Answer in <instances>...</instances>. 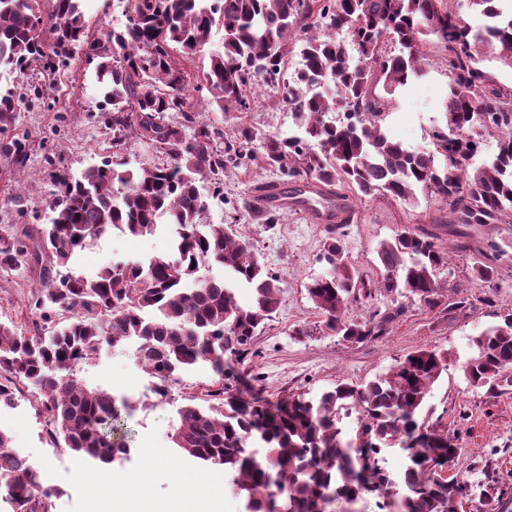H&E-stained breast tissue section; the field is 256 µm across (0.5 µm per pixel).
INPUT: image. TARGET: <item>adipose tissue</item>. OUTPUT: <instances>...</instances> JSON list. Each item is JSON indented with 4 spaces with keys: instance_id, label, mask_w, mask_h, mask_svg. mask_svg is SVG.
I'll use <instances>...</instances> for the list:
<instances>
[{
    "instance_id": "1",
    "label": "adipose tissue",
    "mask_w": 512,
    "mask_h": 512,
    "mask_svg": "<svg viewBox=\"0 0 512 512\" xmlns=\"http://www.w3.org/2000/svg\"><path fill=\"white\" fill-rule=\"evenodd\" d=\"M223 498L220 483L202 484L187 478L168 502L157 503L140 493L122 497L96 494L90 499L87 512H221Z\"/></svg>"
}]
</instances>
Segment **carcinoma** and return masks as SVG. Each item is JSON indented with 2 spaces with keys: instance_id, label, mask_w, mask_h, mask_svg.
<instances>
[{
  "instance_id": "carcinoma-1",
  "label": "carcinoma",
  "mask_w": 512,
  "mask_h": 512,
  "mask_svg": "<svg viewBox=\"0 0 512 512\" xmlns=\"http://www.w3.org/2000/svg\"><path fill=\"white\" fill-rule=\"evenodd\" d=\"M81 2L0 0V68L23 75L38 67L48 80L32 86L40 97L75 57L96 62L95 82L112 106L105 124L113 153L127 151L135 138L168 162L129 168L104 160L78 178L58 166L50 223L0 234V268L36 263L42 283L27 324L0 322V405L13 402V386L27 383L51 437L102 465L121 460L129 448L112 394L87 388L77 368L103 345L135 338L162 397L187 367L205 363L217 376L209 404L182 407L170 438L182 455L224 470L242 512H314L319 503L365 496L387 512H455L470 493L466 481L444 475L457 448L447 430L420 418L430 387L448 370V351L418 349L384 376L361 387L339 383L317 402L297 395L272 405L226 394L224 356L246 357L280 305L281 286L249 249L237 215L203 222L202 184L219 194L228 171L254 163L277 170L284 182L312 185L317 203L336 209L324 242L329 271L307 293L325 328L347 342L387 335L408 301L447 312L467 307L443 302L448 251L423 230L405 227L380 245V279L360 275L343 242L358 216L342 200L349 193L410 203L420 191L440 201L450 224L512 223V92L481 66L488 49L512 68V10L496 0H468L485 17L474 29L461 0H121L125 24L95 31ZM215 27L224 32L222 49L210 52ZM390 43L399 51L388 50ZM435 48L448 72L445 125L431 131L430 148L411 150L388 139L382 122L396 92L426 75ZM206 52L209 66L197 84L208 93L204 108L244 112L252 88L281 87L294 132L239 124L227 135L204 118L190 101L186 62ZM293 53L300 68L288 80ZM23 103L13 89L0 91V133ZM331 112L343 119L326 120ZM489 137L498 141L496 160L479 166L474 153ZM160 224L171 228L172 256L118 263L91 276L68 268L77 249L114 229L139 237ZM505 253L495 240L477 250L476 285L493 281ZM203 266L224 275L201 277ZM235 283L251 289V305L238 303ZM378 295L391 305L363 321L344 318L349 304ZM473 346L465 380L494 391L512 370V316L480 332ZM349 407L359 417L345 432L337 415ZM396 445L409 460L397 479L378 457ZM2 488L14 512H52L58 494L39 484L0 430Z\"/></svg>"
}]
</instances>
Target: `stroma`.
Returning a JSON list of instances; mask_svg holds the SVG:
<instances>
[{
  "label": "stroma",
  "mask_w": 512,
  "mask_h": 512,
  "mask_svg": "<svg viewBox=\"0 0 512 512\" xmlns=\"http://www.w3.org/2000/svg\"><path fill=\"white\" fill-rule=\"evenodd\" d=\"M440 58V52H433L428 74L396 94L386 132L408 147L426 148L432 128L445 122L448 76L438 65ZM93 71L84 57H77L58 79L54 108L29 102L17 112L12 127L0 135L8 143L24 141L31 154L23 168L14 167L0 154V229L13 233L49 222L52 178L44 167V153L61 155L75 177L111 158L112 133L104 127L92 98ZM253 98L249 110L241 115L244 123L284 135L294 130L293 116L280 103L278 93L257 91ZM275 178V173L256 166L229 173L223 192L208 199L206 221L223 223L231 207H242L251 184ZM359 211L360 220L349 227L345 245L360 272L376 276L381 243L392 240L404 227H419L436 235L439 244L450 246V272L442 281L452 296L471 297L472 307L448 314L415 302L388 335L358 344L345 342L323 331L321 316L306 290L312 279L327 270L322 258L324 224L294 208L281 211L278 224L271 229L246 222L242 232L252 252L280 277L282 293L279 308L259 330L247 357L234 364L242 388L274 403L297 394L316 399L341 381L366 384L414 350H447L448 371L431 387L422 414L447 428L453 438L459 459L448 474L470 484L476 512H512V385L493 396L486 388L468 384L462 370L473 354L472 337L512 315V224L477 227L472 250L462 252L454 247L455 226L446 223L440 203L433 198H420L415 206L373 198L360 203ZM490 239L508 240L509 248L497 263L495 287L478 288L470 279L473 249ZM170 249L171 235L162 228L137 238L114 231L90 242L71 264L77 271L92 274L112 263L145 262ZM36 285V276L29 270H0V322H23ZM299 325L307 327V335H294ZM78 376L88 388L108 391L128 404L122 417L130 456L111 466L127 481L114 485V493L125 494L142 484L149 498L168 501L180 478L223 480V470L181 456L169 439L179 423L180 407L203 404L215 378L209 366L182 371L168 395L161 398L148 388L149 375L138 361L136 343L128 342L103 348L80 367ZM0 430L10 436L12 448L28 456L41 482L58 489L53 512H87L94 492L88 479L100 467L53 442L30 387L18 384L14 405L0 407ZM489 458L495 463L490 477L482 469ZM490 480L508 490L503 505L484 504L482 491Z\"/></svg>",
  "instance_id": "35a3bbf8"
}]
</instances>
